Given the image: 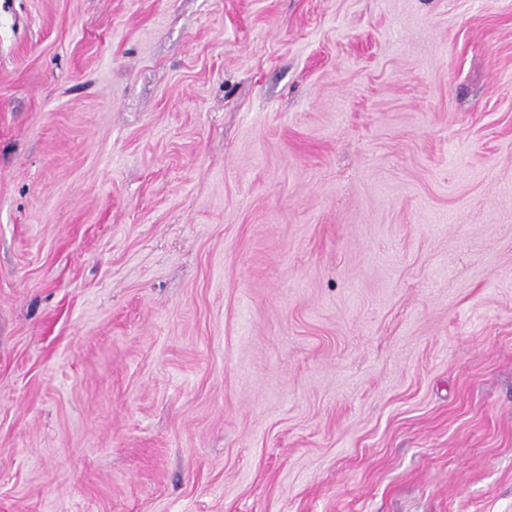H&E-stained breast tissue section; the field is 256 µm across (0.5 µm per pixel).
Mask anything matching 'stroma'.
<instances>
[{
  "label": "stroma",
  "mask_w": 512,
  "mask_h": 512,
  "mask_svg": "<svg viewBox=\"0 0 512 512\" xmlns=\"http://www.w3.org/2000/svg\"><path fill=\"white\" fill-rule=\"evenodd\" d=\"M0 512H512V0H0Z\"/></svg>",
  "instance_id": "35a3bbf8"
}]
</instances>
